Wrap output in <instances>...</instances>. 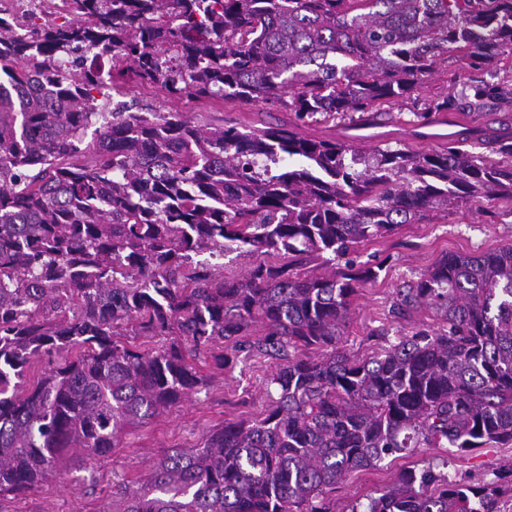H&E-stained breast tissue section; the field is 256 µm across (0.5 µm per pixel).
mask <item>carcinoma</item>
Segmentation results:
<instances>
[{"label": "carcinoma", "mask_w": 512, "mask_h": 512, "mask_svg": "<svg viewBox=\"0 0 512 512\" xmlns=\"http://www.w3.org/2000/svg\"><path fill=\"white\" fill-rule=\"evenodd\" d=\"M21 34L0 16V496L107 458L205 383L224 342L277 360L259 420L174 450L145 485L113 481L106 512H333L343 476L410 448L512 443V245L442 257L398 292L440 327L379 353L336 350L371 267L336 261L431 210L512 200L482 129L430 152L309 139L290 126L198 125L179 112L102 111L121 80L174 97L277 103L358 128L418 101L448 57L481 69L512 46V0H67ZM291 98H286V95ZM512 105V83L477 93ZM456 94L425 97L418 127ZM95 139L87 130L99 119ZM208 250L269 257L244 276ZM321 261L324 275L304 271ZM263 338L250 342L253 327ZM122 336L169 339L137 350ZM35 358L51 366L29 384ZM504 489L425 468L350 512H503Z\"/></svg>", "instance_id": "carcinoma-1"}]
</instances>
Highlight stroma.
Masks as SVG:
<instances>
[{
  "label": "stroma",
  "mask_w": 512,
  "mask_h": 512,
  "mask_svg": "<svg viewBox=\"0 0 512 512\" xmlns=\"http://www.w3.org/2000/svg\"><path fill=\"white\" fill-rule=\"evenodd\" d=\"M108 101L179 112L199 124L225 122L248 130L294 122L293 113L277 105L186 95L174 98L148 84L119 85ZM412 112V105L405 104L400 112L383 113L373 128L374 145L398 143L419 149V142L409 136ZM507 244H512V203L485 199L429 212L419 223L402 225L391 236L362 243L355 254L357 264L377 265L381 272L376 282L360 288L354 297L338 349L365 358L399 337L436 330L439 320L430 309L422 307L404 315L395 312L397 290L416 283L444 255L476 256ZM224 353L230 358L224 369L203 367L206 383L200 392L124 434L109 458H87L80 468L50 480L37 492L0 501V512H104L112 502L113 476L132 482L144 479L163 455L198 446L210 429L225 422L263 418L274 360L256 354L237 358L229 345ZM429 466L452 478L463 477L475 484L493 482L507 489L512 487V444H489L469 452L421 447L387 457L376 467L343 477L336 488V512L367 504L403 470Z\"/></svg>",
  "instance_id": "obj_1"
}]
</instances>
